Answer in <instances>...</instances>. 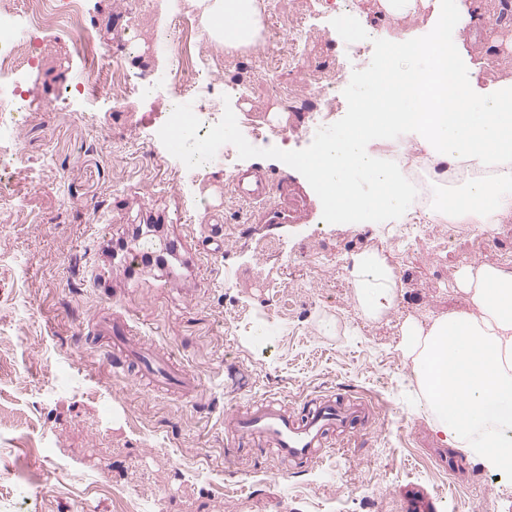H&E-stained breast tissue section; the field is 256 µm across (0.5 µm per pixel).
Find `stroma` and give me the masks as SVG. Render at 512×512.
Wrapping results in <instances>:
<instances>
[{
	"label": "stroma",
	"instance_id": "35a3bbf8",
	"mask_svg": "<svg viewBox=\"0 0 512 512\" xmlns=\"http://www.w3.org/2000/svg\"><path fill=\"white\" fill-rule=\"evenodd\" d=\"M477 34L466 46L485 80H512V0H464ZM56 17L40 30L39 64L29 73L46 104L29 113L15 143L0 144V512H131L134 498L152 497L159 512H361L372 496L378 512H400L404 486L423 490L436 512H512V475L470 456L459 471L444 469L439 443L401 349L405 322L430 323L471 303L456 284L468 265L512 263V222L486 236L470 226L431 224L409 245L388 243L396 222L329 224L324 202L306 175L288 170V155L306 156L340 133L356 109L363 70L389 39L423 30L426 11L399 20L380 0H356L366 17L349 35H336L334 0H281L272 18L283 41L309 43L295 68L276 71L292 91L287 124L261 73L224 102L238 119L225 142L245 144L237 173L287 172L305 209L292 224L253 221V206L228 191L223 166L196 175L168 159L169 125L163 100H131L113 110L61 112V93L88 68L71 57V40L93 38L102 61L120 59L132 81L156 77L166 66L156 15L139 0H46ZM79 7L80 29L67 22ZM372 38L363 57L349 60L336 89L338 110L310 138L309 113L299 97L315 87V62L342 53L362 31ZM141 52L125 48L128 38ZM264 126L267 142L248 143L249 127ZM164 157L156 165L150 155ZM225 187L224 208L213 218L224 246L209 243L204 222L182 223L189 200ZM161 225V238L178 237L180 267H148L127 277L107 256L111 245L135 242L133 229ZM378 250L398 267V304L370 319L359 310L349 271L327 264ZM132 316L141 339L167 351L198 381L197 402L152 391L140 374L116 376L101 363L88 331L105 310ZM340 394L364 401L373 419L360 433L335 437L313 465L273 456L224 460V418L269 398L300 413L306 400ZM63 459L45 461L43 449ZM34 471L39 487L15 480Z\"/></svg>",
	"mask_w": 512,
	"mask_h": 512
}]
</instances>
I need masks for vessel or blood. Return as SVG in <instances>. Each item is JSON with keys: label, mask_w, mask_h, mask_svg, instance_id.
I'll use <instances>...</instances> for the list:
<instances>
[{"label": "vessel or blood", "mask_w": 512, "mask_h": 512, "mask_svg": "<svg viewBox=\"0 0 512 512\" xmlns=\"http://www.w3.org/2000/svg\"><path fill=\"white\" fill-rule=\"evenodd\" d=\"M287 175L276 173L248 181L235 179L234 193L243 201L256 204V220L261 224H288L295 211L287 203L272 200V186H287ZM180 240L139 244L129 252L128 265L143 264L146 256L178 253ZM93 335L107 338L109 346L103 356L113 372L121 373L127 364H135L157 392H172L192 396L197 381L180 364L160 351L138 348L131 340L133 328L128 317L117 313L99 315L93 324ZM370 415L369 406L361 401L330 396L308 402L300 414H292L275 399L253 405L246 411L235 412L224 419L225 454L238 459L244 451L254 455L267 452L304 465L313 462L319 450L327 447L336 430L360 431ZM402 512H431L432 502L418 488H407L400 497Z\"/></svg>", "instance_id": "1"}]
</instances>
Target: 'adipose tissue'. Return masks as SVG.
<instances>
[{
  "label": "adipose tissue",
  "instance_id": "adipose-tissue-1",
  "mask_svg": "<svg viewBox=\"0 0 512 512\" xmlns=\"http://www.w3.org/2000/svg\"><path fill=\"white\" fill-rule=\"evenodd\" d=\"M218 46L244 49L259 36L256 0H187ZM393 16L429 11L423 32L396 38L386 69L368 68L357 94L358 110L342 134L320 141L297 158L328 204L336 224H364L380 214L401 213L415 188L405 174L380 164L369 146L392 129L414 131L431 164L466 171L457 204H444L428 219L472 224L480 230L512 217V81L482 86V74L458 32L471 17L462 0H384ZM229 25L218 28L217 18ZM431 60L430 68L415 65ZM368 173L372 195L350 181V170ZM352 285L366 317L395 307L398 284L386 258L358 254ZM472 312H451L429 326L406 323L402 347L412 377L433 412V431L443 445L462 448L487 467L512 474V270L466 266L456 276Z\"/></svg>",
  "mask_w": 512,
  "mask_h": 512
}]
</instances>
